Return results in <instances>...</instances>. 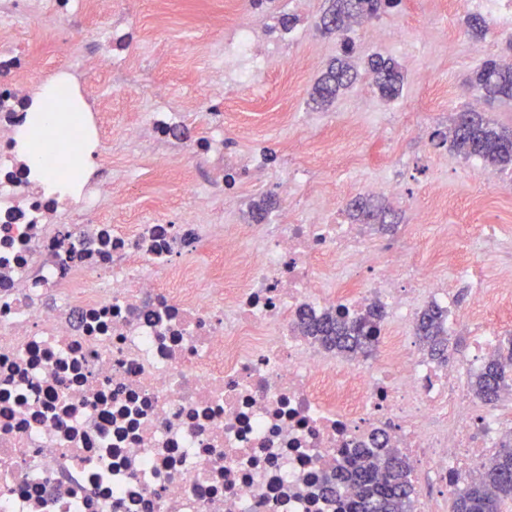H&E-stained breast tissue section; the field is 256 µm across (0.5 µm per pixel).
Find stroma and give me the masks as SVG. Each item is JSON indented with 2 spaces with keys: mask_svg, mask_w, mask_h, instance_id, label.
<instances>
[{
  "mask_svg": "<svg viewBox=\"0 0 512 512\" xmlns=\"http://www.w3.org/2000/svg\"><path fill=\"white\" fill-rule=\"evenodd\" d=\"M325 0H303L302 24L309 34L293 42L280 64L255 87L237 90L224 101V133L249 151L264 152L275 169L307 166L313 177L335 183L337 191L357 189L367 178L390 176L401 186L402 202L390 194L378 199L395 212L397 226L387 233L388 242L413 248L426 257L428 245L438 236L455 238L468 264H475L469 235L477 224L512 227V174L489 168L484 174L486 201L471 206L468 160L449 145L433 141L435 131L447 130L457 112L476 106L499 124L512 127V102L473 103L467 94L472 72L486 59L512 58V31L489 27L481 38L468 33L464 21L469 12L465 0H401L398 7L353 25L356 83L326 108L323 128L306 126L303 115L315 111L310 99L315 80L328 63L339 56L335 37L322 34L316 21ZM140 35L146 44L165 43L163 58L145 54L133 65L146 76L143 86L115 90L104 101L105 126L117 129L133 120L139 99L145 94L177 92L185 98H202L201 77L209 42L222 34L234 18L233 0H138ZM399 27L403 38L390 47L373 42L372 24ZM393 58L404 75L401 96L380 97L369 74V55ZM431 81L419 82L422 71ZM367 113L371 139H354L350 115ZM335 166L323 169V157ZM451 201L435 202L437 190ZM425 223H417L418 213Z\"/></svg>",
  "mask_w": 512,
  "mask_h": 512,
  "instance_id": "1",
  "label": "stroma"
}]
</instances>
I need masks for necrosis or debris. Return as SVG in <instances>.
<instances>
[{"label":"necrosis or debris","instance_id":"obj_1","mask_svg":"<svg viewBox=\"0 0 512 512\" xmlns=\"http://www.w3.org/2000/svg\"><path fill=\"white\" fill-rule=\"evenodd\" d=\"M88 9L104 26L92 44L79 32ZM235 16L210 43L208 130H192L190 104L152 97L108 138L91 113L100 160L61 201L16 148L24 76L59 58L77 81L143 83L129 65L137 14L127 0H0L1 30L38 19L48 41L44 53L0 41V512H343L324 488L350 449H402L452 493L512 441V416L477 408L465 383L497 343L482 309L512 315V269L451 311L471 351L437 363L410 330L424 300L450 303L435 262L455 256L454 239L435 240L428 262L388 248L339 221L337 193L303 167L270 188L283 203L306 195L303 212L235 223L238 188L268 157L229 150L224 85H254L301 36L274 0H242ZM149 155L167 159L190 206L156 199L143 223H99L126 210L123 188L143 182ZM375 302L392 333L365 362H337L297 326L303 312L359 315Z\"/></svg>","mask_w":512,"mask_h":512}]
</instances>
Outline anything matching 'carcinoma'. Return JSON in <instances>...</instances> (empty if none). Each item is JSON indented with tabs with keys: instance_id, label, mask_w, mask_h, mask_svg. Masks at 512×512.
Wrapping results in <instances>:
<instances>
[{
	"instance_id": "1",
	"label": "carcinoma",
	"mask_w": 512,
	"mask_h": 512,
	"mask_svg": "<svg viewBox=\"0 0 512 512\" xmlns=\"http://www.w3.org/2000/svg\"><path fill=\"white\" fill-rule=\"evenodd\" d=\"M318 26L334 34L341 42L342 56L334 60L315 82L311 99L319 106L333 103L339 94L357 79L351 61L354 47L348 32L351 25L364 18L377 17L398 5L399 0H328ZM368 70L381 97L392 100L403 91L404 76L391 58L374 53L368 56ZM471 87L490 104L512 101V63L490 59L483 63L471 80ZM433 138L446 142L459 154L477 157L485 163L512 168V129L487 115L468 109L457 113L448 131L437 130ZM348 215L362 223H386V211L370 197L355 199ZM385 311L371 309L360 320L325 316L305 319L307 331L336 353L357 357L370 352ZM448 314L439 307H428L419 317L417 336L430 356L439 361L449 358ZM475 395L486 403L497 401L502 392L512 388V338L508 346L493 353L472 382ZM407 459L392 448H356L348 467L336 472V481L351 489L347 512H410L414 487ZM512 501V442L504 443L486 463L481 479L467 484L456 493L453 512H503L505 501Z\"/></svg>"
}]
</instances>
